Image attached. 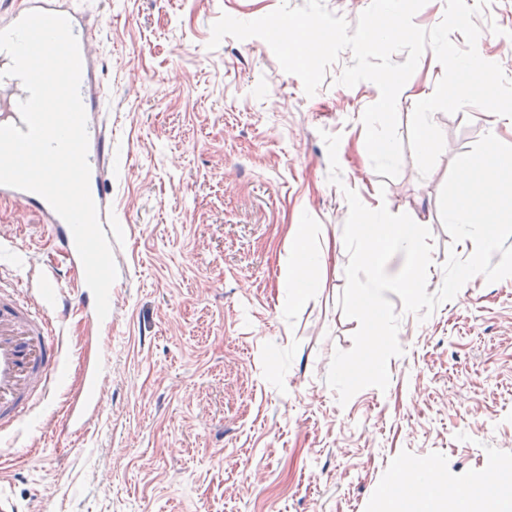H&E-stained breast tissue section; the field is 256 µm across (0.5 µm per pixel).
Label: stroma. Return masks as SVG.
<instances>
[{
    "mask_svg": "<svg viewBox=\"0 0 512 512\" xmlns=\"http://www.w3.org/2000/svg\"><path fill=\"white\" fill-rule=\"evenodd\" d=\"M282 1L68 0L99 29L118 277L111 330L85 325L47 224L0 202V282L27 289L30 261L54 260L58 304L72 310L56 338L61 383L0 434V500L14 512H395L392 472L425 463L446 486L502 469L486 508L512 512V277L476 276L423 322L403 313L387 390L342 405L325 381L358 323L338 304L349 209L328 181L323 133L339 136L343 187L363 204L427 220L434 294L451 245L439 194L491 114L435 113L445 147L420 176L413 95L444 74L420 60L397 101L400 173L377 174L362 115L380 90L338 84L350 51L309 97L261 38L208 49L221 15L250 21ZM475 22L487 61L512 77V0H491ZM294 224L336 250L318 291L291 305L280 277ZM89 360L104 392L76 436L65 409Z\"/></svg>",
    "mask_w": 512,
    "mask_h": 512,
    "instance_id": "obj_1",
    "label": "stroma"
}]
</instances>
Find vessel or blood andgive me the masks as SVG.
<instances>
[{
    "label": "vessel or blood",
    "mask_w": 512,
    "mask_h": 512,
    "mask_svg": "<svg viewBox=\"0 0 512 512\" xmlns=\"http://www.w3.org/2000/svg\"><path fill=\"white\" fill-rule=\"evenodd\" d=\"M32 11L65 16L77 38L82 75L80 95L87 114L103 112L106 91L100 79V59L93 45L92 29L82 12L61 5L59 0H18L0 22L7 30ZM22 82L15 77L0 80V125L20 124L19 101L28 99ZM88 162L91 169L90 193L96 204L104 231L112 229V200L104 185L109 178L112 161V134L104 125L88 123ZM0 200L36 209L53 233L63 257L76 273L84 268L77 253L73 235L66 222L39 194L0 185ZM35 281L30 300L19 299L14 292L0 289V429L14 424L19 415L31 407L36 397L45 394L61 367L60 351L53 337L60 323L55 316L57 304L56 278L52 268L32 266ZM84 385L80 396L71 404L67 419L73 432L82 433L97 410L96 396L103 390L98 365H85Z\"/></svg>",
    "instance_id": "obj_1"
}]
</instances>
